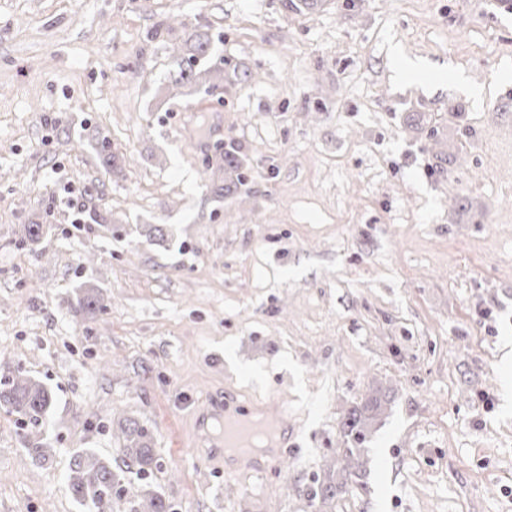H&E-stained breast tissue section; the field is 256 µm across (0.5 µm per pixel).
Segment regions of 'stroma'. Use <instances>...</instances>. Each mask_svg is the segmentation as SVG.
I'll return each mask as SVG.
<instances>
[{"instance_id": "1", "label": "stroma", "mask_w": 512, "mask_h": 512, "mask_svg": "<svg viewBox=\"0 0 512 512\" xmlns=\"http://www.w3.org/2000/svg\"><path fill=\"white\" fill-rule=\"evenodd\" d=\"M191 28L222 98L170 84ZM394 45L424 72L397 77ZM505 72L512 0H0V362L53 394L42 462L0 409V512H82L71 457L120 465L128 419L157 466L124 491L314 512L341 420L378 389L364 485L332 512H512ZM228 150L244 182L220 198ZM29 224L49 227L34 253ZM83 283L105 313L77 312ZM227 394L286 422L263 475L204 418Z\"/></svg>"}]
</instances>
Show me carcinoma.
<instances>
[{
	"mask_svg": "<svg viewBox=\"0 0 512 512\" xmlns=\"http://www.w3.org/2000/svg\"><path fill=\"white\" fill-rule=\"evenodd\" d=\"M184 44L190 55L184 59L176 57L177 72L173 86L204 89L209 93L224 84V68L216 66L208 70L195 69L196 61L208 55L210 39L197 31L185 33ZM46 232L44 224H28L20 243L35 250ZM78 306L82 313L95 316L105 311L106 305L95 288L80 287ZM51 392L40 382L13 373L0 377V406L20 419L37 422L50 408ZM382 394L377 392L360 408L353 409L340 423L344 447L336 449V456L329 465L324 480L310 489L309 499L317 512H332V504L339 498L352 494L365 473L364 444L370 428L383 411ZM124 441L121 451L127 468H135L141 478H146L157 466L151 434L140 422L129 419L121 427ZM121 483L120 475L112 465L104 461L96 451L85 448L74 453L66 484L72 498L87 508V512H171V505L157 491L143 494L134 492L129 497L120 495L116 487Z\"/></svg>",
	"mask_w": 512,
	"mask_h": 512,
	"instance_id": "obj_1",
	"label": "carcinoma"
}]
</instances>
